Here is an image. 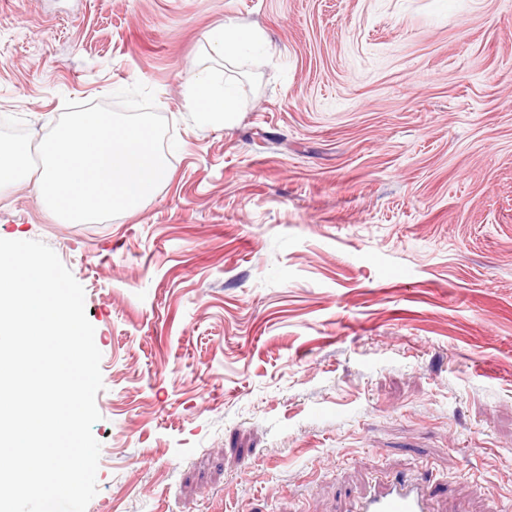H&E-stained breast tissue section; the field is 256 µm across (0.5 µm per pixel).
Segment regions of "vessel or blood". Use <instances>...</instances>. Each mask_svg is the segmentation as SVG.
I'll return each mask as SVG.
<instances>
[{"mask_svg":"<svg viewBox=\"0 0 512 512\" xmlns=\"http://www.w3.org/2000/svg\"><path fill=\"white\" fill-rule=\"evenodd\" d=\"M435 499L431 486L391 476L381 489L351 504L349 512H434Z\"/></svg>","mask_w":512,"mask_h":512,"instance_id":"b4317fda","label":"vessel or blood"}]
</instances>
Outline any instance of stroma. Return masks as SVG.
I'll use <instances>...</instances> for the list:
<instances>
[{"label": "stroma", "instance_id": "obj_1", "mask_svg": "<svg viewBox=\"0 0 512 512\" xmlns=\"http://www.w3.org/2000/svg\"><path fill=\"white\" fill-rule=\"evenodd\" d=\"M226 22L267 46L224 63ZM137 82L179 144L138 211L0 188L102 354L86 512H344L379 470L512 507V0H0L32 142ZM189 94L194 109L205 118L224 115L225 122L236 112L237 94L232 85L224 84V90H218L208 78L193 75L189 80Z\"/></svg>", "mask_w": 512, "mask_h": 512}]
</instances>
